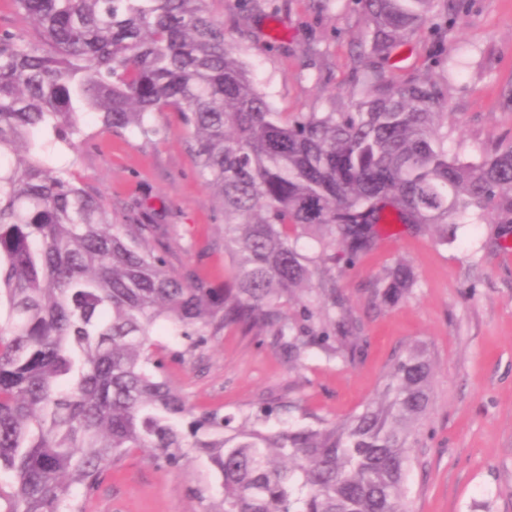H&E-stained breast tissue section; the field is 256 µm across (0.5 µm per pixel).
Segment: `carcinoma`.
Segmentation results:
<instances>
[{
	"instance_id": "carcinoma-1",
	"label": "carcinoma",
	"mask_w": 512,
	"mask_h": 512,
	"mask_svg": "<svg viewBox=\"0 0 512 512\" xmlns=\"http://www.w3.org/2000/svg\"><path fill=\"white\" fill-rule=\"evenodd\" d=\"M31 31L0 30V512H82L105 467L140 450L220 480L209 512H407L412 450L432 407L422 346L401 353L359 414L314 426H232L195 411L151 349L164 327L192 350L226 329L273 332L298 361L354 359L357 323L336 263L356 264L386 213L439 244L495 214L512 234V141L477 164L448 156L437 87L364 69L350 112L276 111L209 0H9ZM373 55L420 31L439 0H363ZM179 117L224 221L231 277L175 268L151 215L119 211L75 171L91 118L163 139ZM73 158L51 164L52 145ZM416 286L397 259L379 281ZM306 292L299 318L283 300Z\"/></svg>"
}]
</instances>
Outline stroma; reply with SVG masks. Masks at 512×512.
I'll return each mask as SVG.
<instances>
[{
	"label": "stroma",
	"mask_w": 512,
	"mask_h": 512,
	"mask_svg": "<svg viewBox=\"0 0 512 512\" xmlns=\"http://www.w3.org/2000/svg\"><path fill=\"white\" fill-rule=\"evenodd\" d=\"M241 59L277 111L345 112L357 89L353 54L368 39L359 0H285L274 17L240 19L239 0H210ZM399 79L436 84L448 104L441 129L450 155L476 163L512 140V0H465L442 11L380 61ZM152 144L84 126L78 172L112 206H140L170 233L176 266L213 281L230 274L224 230L209 189L196 173L175 113ZM417 285L395 303L375 285L397 259ZM338 291L360 325L363 347L351 361L314 350L291 361L266 330H228L188 350L179 336L154 339L169 384L196 409L242 419L265 404L259 427L343 420L374 399L383 376L420 343L434 367L433 410L412 454L409 512H512V247L491 226L459 225L441 245L388 226L355 266L337 265ZM218 482L206 465L171 467L134 452L108 466L84 512H208Z\"/></svg>",
	"instance_id": "1"
}]
</instances>
